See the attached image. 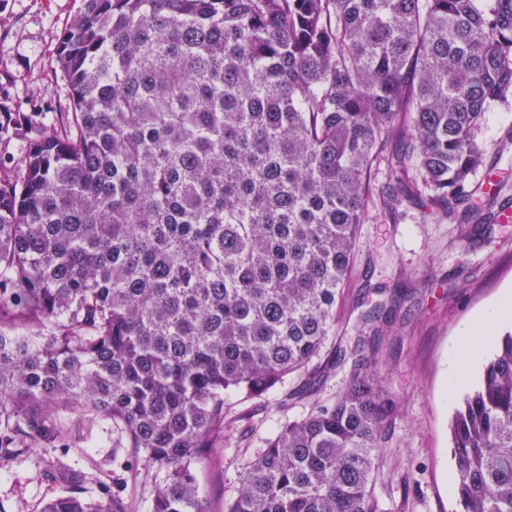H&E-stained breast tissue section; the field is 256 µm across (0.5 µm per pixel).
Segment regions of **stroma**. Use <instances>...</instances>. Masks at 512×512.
<instances>
[{
	"instance_id": "1",
	"label": "stroma",
	"mask_w": 512,
	"mask_h": 512,
	"mask_svg": "<svg viewBox=\"0 0 512 512\" xmlns=\"http://www.w3.org/2000/svg\"><path fill=\"white\" fill-rule=\"evenodd\" d=\"M79 5L80 0H0V92L16 114L39 112L52 122L68 111L69 92L56 54ZM511 132L509 104L488 113L479 135L488 156L473 183L480 191L497 192L492 208L496 219L485 234L471 224L434 223L413 204L396 216L382 215L378 195L390 185L386 162L372 171L376 193L359 226L354 266L319 361L327 363L337 347L354 342L359 316L376 301V289L413 292L411 312L399 326L400 341L383 350L382 379L396 401L375 484L386 512L457 510L449 426L491 353L482 352L457 391L448 382V361L461 345L462 328L504 290H512V221L499 219L512 209V152L499 150ZM293 386L288 378L259 397L225 396L224 412L231 423L227 436L194 464L199 496L209 512H224L236 496L241 473L280 422V402H288L290 417H303L317 401L332 398L342 378L330 377L316 393L296 394ZM61 457L90 476L122 485L132 512H152L164 471L145 469L130 449L113 447L112 433L103 422L76 436L67 453L35 447L19 457L0 459V512H40L62 490L47 476L52 462Z\"/></svg>"
}]
</instances>
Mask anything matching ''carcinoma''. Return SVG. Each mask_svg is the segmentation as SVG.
Listing matches in <instances>:
<instances>
[{
	"label": "carcinoma",
	"instance_id": "1",
	"mask_svg": "<svg viewBox=\"0 0 512 512\" xmlns=\"http://www.w3.org/2000/svg\"><path fill=\"white\" fill-rule=\"evenodd\" d=\"M61 126L0 105V456L66 453L103 420L166 471L152 512H206L193 463L224 439V394L285 377L344 388L284 418L225 512H384L395 401L378 346L309 370L335 322L372 170L415 171L425 215L470 204L478 132L512 99V0H82L57 49ZM361 321L378 342L393 322ZM457 512H512V333L451 423ZM42 512H129L62 462Z\"/></svg>",
	"mask_w": 512,
	"mask_h": 512
}]
</instances>
